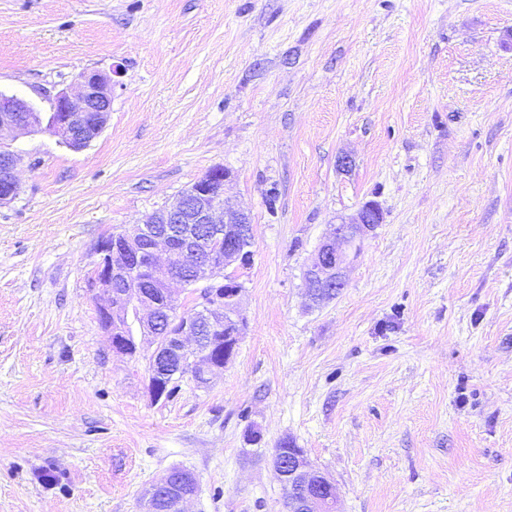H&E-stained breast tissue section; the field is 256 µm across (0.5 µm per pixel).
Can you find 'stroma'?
Returning a JSON list of instances; mask_svg holds the SVG:
<instances>
[{"label": "stroma", "mask_w": 512, "mask_h": 512, "mask_svg": "<svg viewBox=\"0 0 512 512\" xmlns=\"http://www.w3.org/2000/svg\"><path fill=\"white\" fill-rule=\"evenodd\" d=\"M93 72L90 145L11 143L0 512H140L175 467L189 512H282L286 437L340 512H512V0H0L1 93L46 115ZM214 169L252 222L245 328L155 401L100 324L93 249ZM370 201L383 223L311 303L321 241Z\"/></svg>", "instance_id": "1"}]
</instances>
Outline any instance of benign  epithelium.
<instances>
[{
    "mask_svg": "<svg viewBox=\"0 0 512 512\" xmlns=\"http://www.w3.org/2000/svg\"><path fill=\"white\" fill-rule=\"evenodd\" d=\"M112 105V88L99 73L84 74L76 93L66 89L51 101L49 124L63 142L81 150L95 140L106 126ZM37 109L17 96L0 93V205L18 194L16 169L20 157L6 139L35 130ZM228 174L215 169L182 192L169 206L147 216L137 232L113 233L95 248L94 275L88 288L95 295L97 313L110 337L112 350L134 357L140 346L130 331L136 324L147 336L151 352L148 390L153 400L176 395L180 380L160 367L171 359L189 365L196 381L229 364L236 352L244 326L240 297L244 291L237 270L251 259L252 225L248 214L226 205L224 181ZM383 222L381 208L365 203L349 222L333 226L331 235L317 249L305 273L309 299L323 302L344 288L343 268L356 241ZM195 259L193 282L202 285L194 318L184 321L177 332H168L178 299L171 285L185 284L177 260ZM228 331L224 359L217 360L202 345L201 331ZM280 484L288 486L284 512H339L333 481L314 468L302 449H288V458L273 456ZM170 470L147 492L142 512H157L154 493L176 491Z\"/></svg>",
    "mask_w": 512,
    "mask_h": 512,
    "instance_id": "obj_1",
    "label": "benign epithelium"
}]
</instances>
